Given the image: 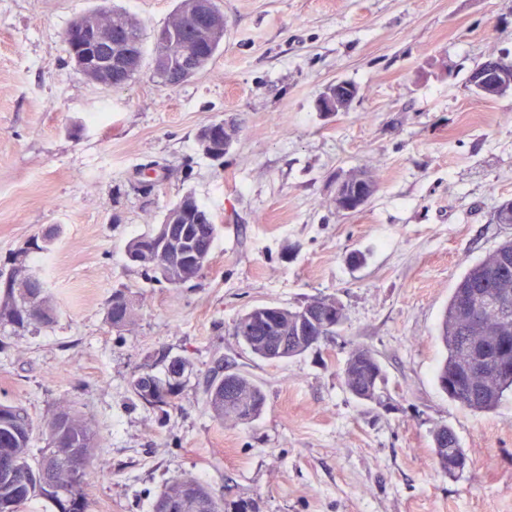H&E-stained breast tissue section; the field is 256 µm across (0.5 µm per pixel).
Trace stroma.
<instances>
[{
    "label": "stroma",
    "mask_w": 512,
    "mask_h": 512,
    "mask_svg": "<svg viewBox=\"0 0 512 512\" xmlns=\"http://www.w3.org/2000/svg\"><path fill=\"white\" fill-rule=\"evenodd\" d=\"M224 42L213 61L170 88L154 77L153 32L177 0H111L139 20L146 56L124 87L89 82L63 39L99 0H0V272L15 253L46 285L48 327L7 329L0 402L23 404L33 448L60 399L102 439L90 512H152L183 474L216 494L257 498L262 512H512V393L490 412L448 398L440 326L465 270L512 224V94L488 99L471 70L512 57V0H217ZM359 88L349 111H318L325 86ZM233 123L217 162L199 129ZM159 169L151 190L137 173ZM367 169L377 192L353 214L336 187ZM193 195L218 234L202 278L150 281L127 242ZM46 250L32 244L48 228ZM121 290L138 309L113 329ZM335 298V335L304 354L255 359L235 323L258 305L296 309ZM372 349L380 402L343 383L351 351ZM266 395L261 417L218 422L201 404L214 356ZM193 372L171 407L134 396V374ZM451 427L470 466L442 473L432 434ZM107 316L112 328L122 330L135 324L137 312L133 302L127 298L125 293L117 290L108 302Z\"/></svg>",
    "instance_id": "obj_1"
}]
</instances>
